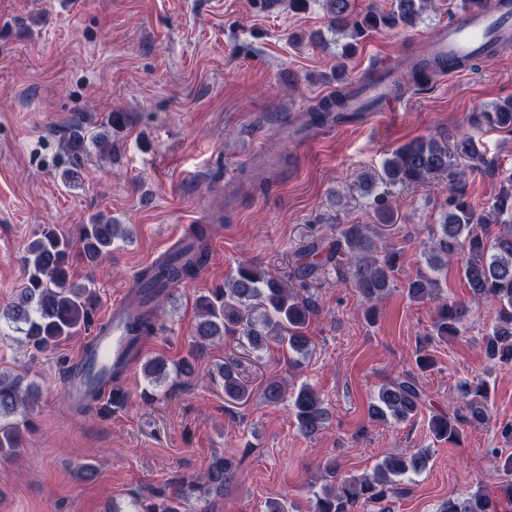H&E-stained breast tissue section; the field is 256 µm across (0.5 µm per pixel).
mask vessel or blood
Here are the masks:
<instances>
[{"label": "vessel or blood", "mask_w": 512, "mask_h": 512, "mask_svg": "<svg viewBox=\"0 0 512 512\" xmlns=\"http://www.w3.org/2000/svg\"><path fill=\"white\" fill-rule=\"evenodd\" d=\"M512 39V7L504 0H489L481 11L469 12L457 18L450 26L440 29L431 47L449 59H465L496 50L499 43ZM126 302L113 304L108 312L104 328L95 330L93 339L99 349L98 357L91 363L86 376L69 377L67 391L72 402H80L92 387L91 377L104 365L123 359L127 335Z\"/></svg>", "instance_id": "b4317fda"}]
</instances>
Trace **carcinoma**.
<instances>
[{"label": "carcinoma", "instance_id": "cac0c4a2", "mask_svg": "<svg viewBox=\"0 0 512 512\" xmlns=\"http://www.w3.org/2000/svg\"><path fill=\"white\" fill-rule=\"evenodd\" d=\"M432 0H395L388 12L370 11L363 18L353 15L351 0H323L332 25L351 31L357 40L366 32L382 25L394 28L400 24L412 27ZM407 82L388 86L394 95H401L409 84L423 85L450 69L470 68L472 60H450L438 53L416 54L400 61ZM362 89L344 87L325 97L310 110L309 124L324 126L345 122L355 117L359 108L354 100ZM490 124L512 129V98L496 103L492 111L482 113ZM92 140L102 152H112V141L105 133L88 137L83 126L73 123L61 141V150L71 167L65 171L68 181L74 182L80 174L86 141ZM485 166V159L474 141L461 136L453 143L430 139L414 140L386 159L385 180L391 184H421L444 176L448 178V211L438 225L436 237L428 256V265L438 272L462 252L468 258L461 267L471 300L493 299L498 302L497 319L483 339L484 352L492 360L512 362V170L503 176L507 187L491 204V210L502 223L490 231H477L484 217L464 200L465 168ZM206 224L196 226L192 240L175 249L162 260L142 268L136 276L139 288L137 308L129 320V355L137 352L141 340L156 335L163 329L158 300L170 295L172 287L185 279L196 277L208 260ZM377 233L364 224H351L342 229L334 240L320 238L307 245L300 256L302 263L294 268V277L303 281L319 267L332 262L342 275L352 278L354 286L365 303L375 305L390 291L393 272L392 252L379 257V246L373 240ZM128 237V229L112 219L94 216L87 224L79 225V252L73 251L70 238L47 225L25 246V282L17 298L0 306V328L21 334V342L46 354L54 352L64 341L81 335L92 324L96 308V292L91 283H78L70 275L73 256L94 267L112 254V245L119 238ZM438 279L422 274L408 283V297L416 302L437 297ZM197 321L187 356L173 369L167 360L150 358L143 366L150 382L158 386L169 375H191L201 359L204 347L219 336H243L249 346L258 351L274 340L288 350L305 355L309 345L303 329L310 317L319 312V306L310 295H302L288 287L280 278L251 264L241 263L225 281L224 286L210 288L196 299ZM467 308L462 303L441 306L434 321L433 331L439 338L458 336L463 331ZM241 364L234 358L224 362L221 376L224 394L241 401L247 390L240 379ZM36 394L34 385H23L17 375L0 373V458H12L21 446L20 421L30 407L29 400ZM460 404L448 412L432 414L429 428L438 440L454 441L460 437V428L466 424L482 423L488 418V390L483 385L463 381L457 386ZM268 404L285 401L287 391L278 380L268 381L262 392ZM430 396L417 376L410 372L392 377L378 391L377 401L370 406L375 420L403 423L427 406ZM292 405L301 433L314 437L326 428L329 411L319 394L304 385L292 396ZM499 470L506 475L504 497L512 504V454L493 453ZM426 464L421 452L408 451L388 455L377 465L373 475L360 478H341L334 486L315 496L308 512H354L360 499L381 501L401 493L395 478L417 472ZM236 465L217 456L208 465L201 479L184 478L168 493L161 491L155 501L132 503L133 512H182L183 501L194 496L201 500L211 495H222L233 483ZM442 512H500L497 499L475 493L463 500H450Z\"/></svg>", "mask_w": 512, "mask_h": 512}]
</instances>
